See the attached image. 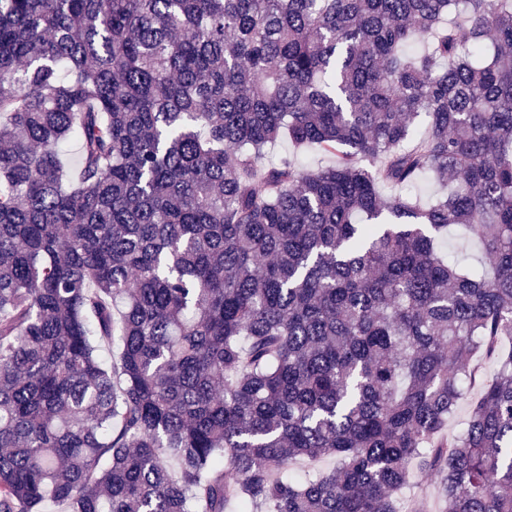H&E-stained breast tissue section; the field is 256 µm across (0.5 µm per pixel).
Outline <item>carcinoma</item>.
I'll return each mask as SVG.
<instances>
[{
	"mask_svg": "<svg viewBox=\"0 0 512 512\" xmlns=\"http://www.w3.org/2000/svg\"><path fill=\"white\" fill-rule=\"evenodd\" d=\"M414 472L512 512V0H0V512H403ZM445 246L447 250L449 247L450 251L461 260L477 261L485 266L490 264L489 258L480 252L478 245L459 228L452 230Z\"/></svg>",
	"mask_w": 512,
	"mask_h": 512,
	"instance_id": "obj_1",
	"label": "carcinoma"
}]
</instances>
